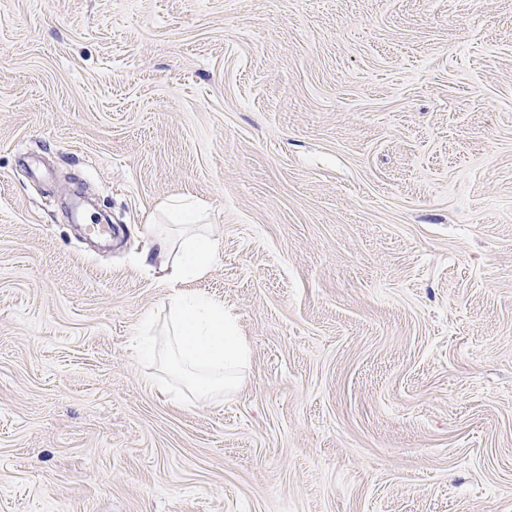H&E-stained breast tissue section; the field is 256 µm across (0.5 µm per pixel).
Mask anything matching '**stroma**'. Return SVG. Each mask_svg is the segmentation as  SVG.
<instances>
[{"mask_svg": "<svg viewBox=\"0 0 512 512\" xmlns=\"http://www.w3.org/2000/svg\"><path fill=\"white\" fill-rule=\"evenodd\" d=\"M0 512H512V0H0ZM167 218L182 226L175 241L168 232L147 224L146 232L159 255L174 258L162 270V284L172 288L166 296L167 334L163 346L186 370L192 390L208 398L239 381L247 365L250 350L246 339L239 336L233 320L224 313V304L186 285L204 277L220 255L218 240L199 229L205 206L190 195H180L162 203Z\"/></svg>", "mask_w": 512, "mask_h": 512, "instance_id": "stroma-1", "label": "stroma"}]
</instances>
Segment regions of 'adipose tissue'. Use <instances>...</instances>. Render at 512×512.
I'll use <instances>...</instances> for the list:
<instances>
[{
  "label": "adipose tissue",
  "mask_w": 512,
  "mask_h": 512,
  "mask_svg": "<svg viewBox=\"0 0 512 512\" xmlns=\"http://www.w3.org/2000/svg\"><path fill=\"white\" fill-rule=\"evenodd\" d=\"M162 209L172 223L182 228L176 239L163 231H147L158 254L172 258L162 278L163 285L170 289L165 303L167 334L164 339H156L152 333L154 318L146 316L139 352L152 357L158 348L168 350L186 370L192 390L207 398L238 383L250 350L223 303L188 287L189 282L204 277L220 255L218 240L199 227L204 205L192 196L180 195L163 202Z\"/></svg>",
  "instance_id": "obj_1"
}]
</instances>
